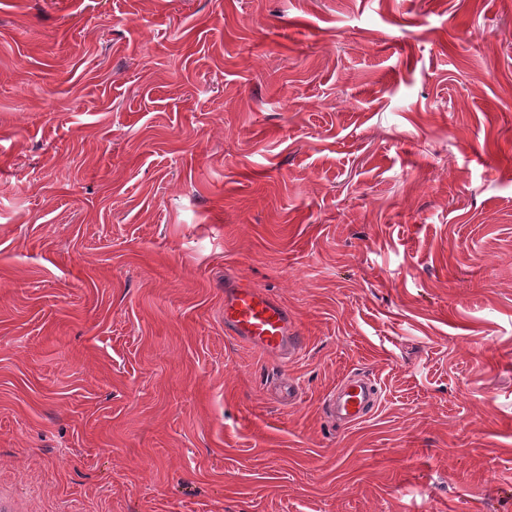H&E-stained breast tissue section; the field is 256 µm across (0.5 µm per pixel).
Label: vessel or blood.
Wrapping results in <instances>:
<instances>
[{"label":"vessel or blood","mask_w":512,"mask_h":512,"mask_svg":"<svg viewBox=\"0 0 512 512\" xmlns=\"http://www.w3.org/2000/svg\"><path fill=\"white\" fill-rule=\"evenodd\" d=\"M224 333L271 358L290 360L302 349L287 308L269 293L243 282L224 288ZM379 401L375 381L354 374L337 384L323 411L330 421L350 426L370 417Z\"/></svg>","instance_id":"obj_1"}]
</instances>
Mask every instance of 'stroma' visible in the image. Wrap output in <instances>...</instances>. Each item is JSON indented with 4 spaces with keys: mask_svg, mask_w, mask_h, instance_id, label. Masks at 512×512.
<instances>
[{
    "mask_svg": "<svg viewBox=\"0 0 512 512\" xmlns=\"http://www.w3.org/2000/svg\"><path fill=\"white\" fill-rule=\"evenodd\" d=\"M0 512H512V0H0ZM224 334L276 359L291 360L302 349L288 309L269 293L243 282L224 286ZM379 401V390L374 380L361 374L348 375L327 396L323 411L331 422L350 426L370 417Z\"/></svg>",
    "mask_w": 512,
    "mask_h": 512,
    "instance_id": "obj_1",
    "label": "stroma"
}]
</instances>
